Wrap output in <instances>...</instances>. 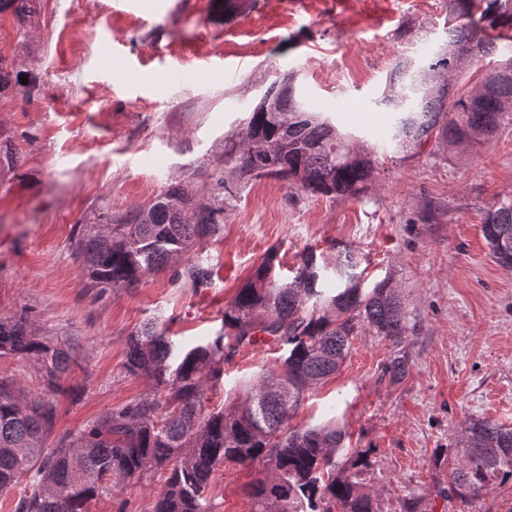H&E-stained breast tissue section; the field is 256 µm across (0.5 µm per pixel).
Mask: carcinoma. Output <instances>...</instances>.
Wrapping results in <instances>:
<instances>
[{
	"label": "carcinoma",
	"instance_id": "1",
	"mask_svg": "<svg viewBox=\"0 0 512 512\" xmlns=\"http://www.w3.org/2000/svg\"><path fill=\"white\" fill-rule=\"evenodd\" d=\"M15 8L25 21L36 14L35 0H0V13ZM445 33L434 62L417 65L409 57L397 64L383 97L395 115L391 140L401 148L434 134L450 151L466 149L512 124V82L457 89L478 58L502 38L512 40V0H448ZM467 45L476 52L460 56ZM20 76L0 58V97L23 91ZM295 94L290 81L265 91L239 135L241 151L229 156L230 175L274 176L334 200L362 195L371 155L351 147L331 119L303 109ZM15 156L0 133V181L15 171ZM221 230L212 204L177 185L109 224L87 227L74 246L87 286L102 295L136 288L182 258L192 281H206L209 266L193 256ZM482 231L492 258L512 268V198L487 210ZM279 264L277 251H268L224 307L221 328L189 349L155 319L133 331L125 368L151 381V392L61 436L52 448L44 446L57 419L49 394L59 389L76 350L66 339L43 341L25 311L1 315L0 358L33 362L48 389L25 396L0 377V492L25 484L14 512H88L92 500L112 492V476L140 479L152 470L167 472L152 512H211L208 486L229 464L262 467L248 486L251 512H378L365 483L373 452L344 447L334 415L306 429L289 422L305 394L336 374L362 333L394 347L382 376L406 377L412 327L402 291L389 276L365 286L361 260L347 246L328 258L304 252L291 277L276 272ZM259 342L283 349L277 365L243 384L232 408H208L206 393L222 384L224 364ZM435 462L451 463L449 493L477 498L512 482V427L467 418Z\"/></svg>",
	"mask_w": 512,
	"mask_h": 512
}]
</instances>
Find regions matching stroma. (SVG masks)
Segmentation results:
<instances>
[{"label": "stroma", "instance_id": "35a3bbf8", "mask_svg": "<svg viewBox=\"0 0 512 512\" xmlns=\"http://www.w3.org/2000/svg\"><path fill=\"white\" fill-rule=\"evenodd\" d=\"M31 25L0 14V55L20 64L24 93L0 98V130L18 156L0 186V313L27 310L38 336L68 339L77 361L55 398L47 447L149 393L129 375L126 339L158 318L192 347L221 326L224 307L269 248L288 275L308 248L344 244L368 282L393 276L414 332L407 377L381 378L392 346L356 336L335 376L307 393L292 419L304 427L337 406L355 448L374 451L369 474L379 512H512V483L480 498L447 494L448 447L464 419L512 427V270L490 255L482 225L490 205L512 197V124L482 146L448 152L436 138L400 152L378 132L393 122L382 98L405 47L431 57L443 38L446 0H250L225 16L216 0H36ZM217 56L233 75L203 69ZM294 73L313 112L371 149L364 196L310 195L274 177L239 180L227 154L271 82ZM354 112H340L343 100ZM219 208L220 237L204 248L207 282L170 270L139 287L97 296L73 252L83 229L139 209L170 186ZM281 348H241L207 404L226 406L242 381L273 368ZM255 470L220 468L207 496L213 512H250ZM165 477L117 483L89 512H151Z\"/></svg>", "mask_w": 512, "mask_h": 512}]
</instances>
